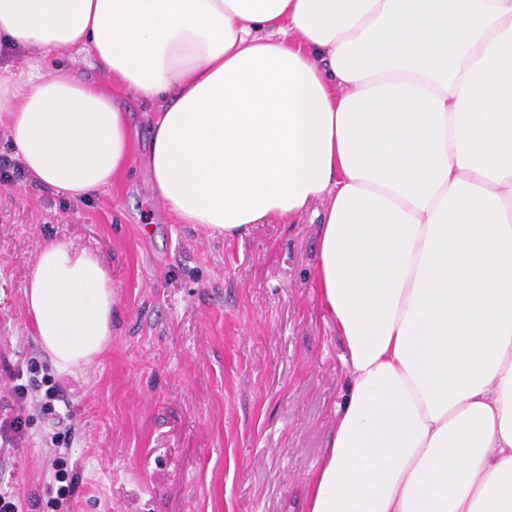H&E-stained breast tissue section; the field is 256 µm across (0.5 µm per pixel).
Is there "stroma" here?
I'll return each instance as SVG.
<instances>
[{
  "mask_svg": "<svg viewBox=\"0 0 512 512\" xmlns=\"http://www.w3.org/2000/svg\"><path fill=\"white\" fill-rule=\"evenodd\" d=\"M313 214L240 238L178 224L132 164L75 202L31 176L0 181V405L12 375L42 369L54 425L28 406L27 436L0 446V489L44 512H303L348 379L314 288ZM99 255L117 304L112 343L62 372L38 343L24 288L40 245ZM78 475L58 500L54 459Z\"/></svg>",
  "mask_w": 512,
  "mask_h": 512,
  "instance_id": "1",
  "label": "stroma"
}]
</instances>
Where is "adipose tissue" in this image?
<instances>
[{
  "label": "adipose tissue",
  "mask_w": 512,
  "mask_h": 512,
  "mask_svg": "<svg viewBox=\"0 0 512 512\" xmlns=\"http://www.w3.org/2000/svg\"><path fill=\"white\" fill-rule=\"evenodd\" d=\"M1 54L0 128L57 194L132 162L124 91L176 223L314 212L348 384L307 512H512V0H0ZM25 304L58 369L105 352L98 255L43 243ZM125 105L127 112H130L128 115L130 117L131 123L137 131L138 138L135 143V156L138 158L143 152V148L146 146L150 135L148 121L149 115L146 112H152L155 107H153L150 103H147L133 96L126 97Z\"/></svg>",
  "instance_id": "1"
}]
</instances>
